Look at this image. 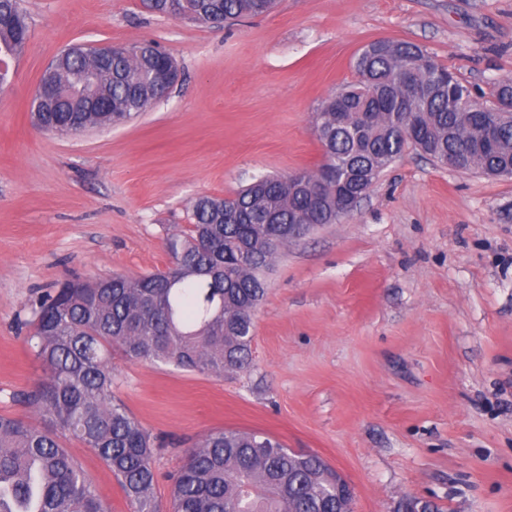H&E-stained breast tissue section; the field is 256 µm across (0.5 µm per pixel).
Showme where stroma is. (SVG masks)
I'll list each match as a JSON object with an SVG mask.
<instances>
[{"label":"stroma","instance_id":"obj_1","mask_svg":"<svg viewBox=\"0 0 512 512\" xmlns=\"http://www.w3.org/2000/svg\"><path fill=\"white\" fill-rule=\"evenodd\" d=\"M31 37L0 90V413L45 376L25 342L34 304L73 279L166 269L201 195L312 171L322 100L378 40L423 46L482 103L512 80V0H279L231 27L141 0H22ZM154 41L178 85L130 122L81 135L32 129L45 68L79 43ZM113 395L155 439L154 496L218 429L315 454L354 512L407 497L446 512H512V179L406 149L352 215L289 244L268 275L252 362L221 376L114 359ZM63 447L107 512H130L89 448Z\"/></svg>","mask_w":512,"mask_h":512}]
</instances>
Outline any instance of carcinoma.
<instances>
[{
    "label": "carcinoma",
    "instance_id": "obj_1",
    "mask_svg": "<svg viewBox=\"0 0 512 512\" xmlns=\"http://www.w3.org/2000/svg\"><path fill=\"white\" fill-rule=\"evenodd\" d=\"M264 0H189L194 21L231 23L265 12ZM30 39L20 0H0V56ZM163 57L151 42L105 60L83 50L60 59L55 108L33 117L60 132L125 124L157 93ZM358 79L324 100L313 126L324 151L314 173L264 176L230 198L203 195L187 233L166 236L172 264L137 276L69 281L35 308L27 343L47 377L27 403L47 422L0 414V512H105L90 477L60 443L71 437L111 470L131 512H158L150 434L112 397V351L130 360L223 375L250 365L266 275L292 243L347 215L338 191L370 190L407 148L466 172L512 175V112L480 104L419 45L383 41L360 54ZM346 480L315 454H296L261 432L220 429L187 452L172 512H345Z\"/></svg>",
    "mask_w": 512,
    "mask_h": 512
}]
</instances>
